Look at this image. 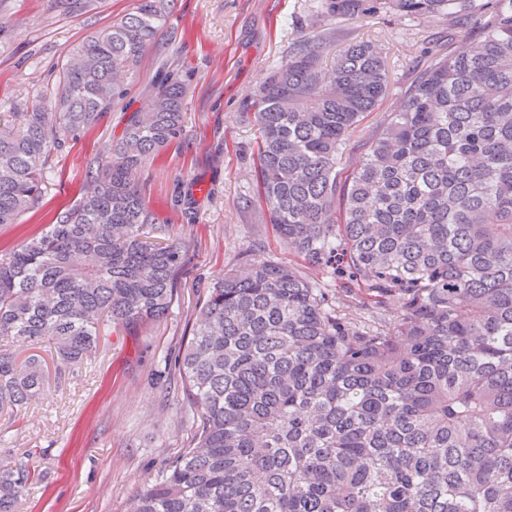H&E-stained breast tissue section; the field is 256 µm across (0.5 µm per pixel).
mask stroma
Returning <instances> with one entry per match:
<instances>
[{
  "mask_svg": "<svg viewBox=\"0 0 512 512\" xmlns=\"http://www.w3.org/2000/svg\"><path fill=\"white\" fill-rule=\"evenodd\" d=\"M134 4L102 0L98 9L67 13L49 0H0V102L52 89L68 51ZM447 32L441 17L328 18L318 0H171L161 36L127 76L111 111L54 155L41 207L20 223L0 225L6 247L47 229L81 196L88 160L121 134L127 117L146 110L159 82L182 83V134L139 175L161 240L185 245L174 300L163 319L136 331L103 322L96 352L78 366H60L35 345L9 344L23 357L41 354L46 377L26 410H0V466L21 462L29 472L19 512H126L129 499L160 481L192 440L197 414L176 360L209 288L243 262L302 267L257 199L258 130L244 108L287 62L293 44L323 37L335 52L368 39L386 58L385 97L349 136L338 168L344 178L368 136L399 109L422 51ZM303 269L353 312L368 299L347 275Z\"/></svg>",
  "mask_w": 512,
  "mask_h": 512,
  "instance_id": "stroma-1",
  "label": "stroma"
}]
</instances>
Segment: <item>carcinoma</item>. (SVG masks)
Segmentation results:
<instances>
[{
    "instance_id": "1",
    "label": "carcinoma",
    "mask_w": 512,
    "mask_h": 512,
    "mask_svg": "<svg viewBox=\"0 0 512 512\" xmlns=\"http://www.w3.org/2000/svg\"><path fill=\"white\" fill-rule=\"evenodd\" d=\"M322 7L448 17L343 181L347 136L388 87L372 43L327 68L325 40H300L246 103L273 228L306 264L346 268L372 311L352 315L289 265L226 270L179 354L193 442L127 512H512V0ZM166 16L165 0H136L73 47L52 91L0 104V224L41 205L53 154L99 124ZM184 93L158 85L90 160L80 199L0 250V337L77 365L102 320L136 330L166 314L183 243L152 241L138 174L181 136ZM44 385L36 355L0 350V410ZM27 480L0 472V512Z\"/></svg>"
}]
</instances>
